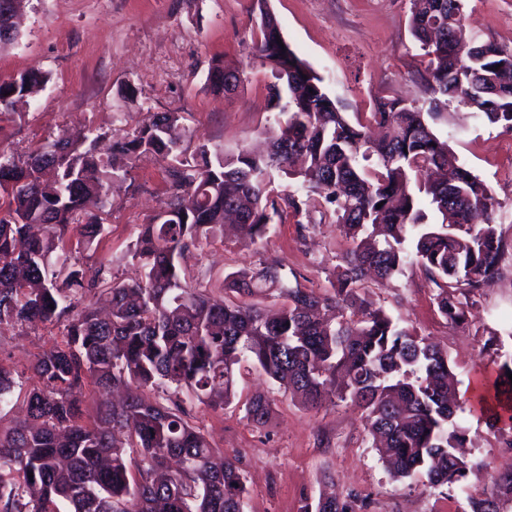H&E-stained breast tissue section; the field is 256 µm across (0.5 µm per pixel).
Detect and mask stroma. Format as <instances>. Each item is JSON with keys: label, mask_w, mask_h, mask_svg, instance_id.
<instances>
[{"label": "stroma", "mask_w": 512, "mask_h": 512, "mask_svg": "<svg viewBox=\"0 0 512 512\" xmlns=\"http://www.w3.org/2000/svg\"><path fill=\"white\" fill-rule=\"evenodd\" d=\"M264 9L345 112L370 111L380 96L427 106L428 58L410 32V0H23L19 35L0 48V79L39 70L49 80L0 114V147L25 153L62 131L116 133L153 112L181 115L190 151L202 143L228 152L258 143L277 117L269 105L271 71L249 57ZM466 12L484 40L512 51V0H468ZM217 61L244 69L242 88L214 91L210 72ZM433 129L499 204L497 233L506 245L499 275L463 325L439 314L431 286L414 266L366 288L365 296L447 352L458 381L457 419L476 438L468 451L474 467L461 488L434 487L421 476L394 478L359 412L339 401L307 410L252 368L238 375L229 406L195 401L187 407L212 447L244 474V512H300L331 492L355 495L361 512H470V496L490 493L495 477L512 472V446L470 400L484 372L512 361V131L455 102ZM164 167L141 158L114 186L106 235L96 249H73L88 274L104 264L115 280L138 278L129 250L169 194ZM349 247L330 218L313 210L300 220L287 216L250 245L231 233L204 242L187 263L200 288L232 303L239 296L227 288L226 275L254 273L271 262L296 274L302 286L324 291ZM56 333L49 323L0 329V364L28 373ZM258 393L273 401L260 428L244 417L246 400Z\"/></svg>", "instance_id": "obj_1"}]
</instances>
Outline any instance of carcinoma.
<instances>
[{
    "label": "carcinoma",
    "instance_id": "cac0c4a2",
    "mask_svg": "<svg viewBox=\"0 0 512 512\" xmlns=\"http://www.w3.org/2000/svg\"><path fill=\"white\" fill-rule=\"evenodd\" d=\"M467 0H410V28L429 57L428 110L380 97L352 121L324 78L289 45L276 18L260 10L251 56L270 68L273 107L286 115L265 131L268 148L199 145L185 155L173 129L177 112L148 114L135 128L99 137L66 133L28 154L0 148V326L49 322L62 340L32 365L25 414L0 422V512H243L244 477L216 455L190 423L186 400L222 408L235 396L236 372L250 363L310 410L337 398L357 407L391 475H424L434 486H463L470 465L458 454L467 429L456 422V383L448 353L383 308L360 298L368 280L384 282L417 265L436 287L439 313L466 319L479 290L498 274L503 243L497 202L459 163L431 121L457 101L491 124L512 130V52L465 25ZM213 89L244 84L245 71L215 66ZM48 81L41 71L0 79V112ZM144 153L168 162L171 194L130 251L140 279L122 283L102 265L88 279L68 248L79 235L90 249L106 232L112 181ZM293 189H270L274 173ZM441 215L426 223L420 195ZM352 243L321 293L292 284L273 263L227 277L244 300L227 304L194 286L191 249L221 236L233 214L245 242L274 219L309 213L314 198ZM263 288L284 299L267 310L246 301ZM512 362L482 376L479 411L491 428L512 433ZM21 385L0 365V411ZM97 394L86 414L84 386ZM163 388L153 403L136 394L110 399L118 387ZM271 400L258 393L245 418L267 422ZM140 449L127 458L125 445ZM17 471L22 481L5 476ZM512 473L494 480L470 512H503ZM356 500L321 498L303 512H355Z\"/></svg>",
    "mask_w": 512,
    "mask_h": 512
}]
</instances>
